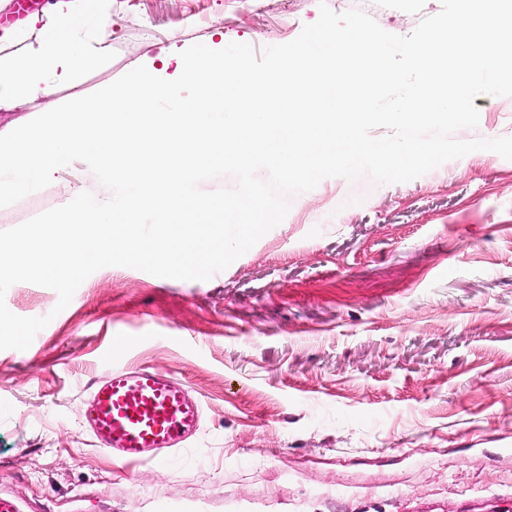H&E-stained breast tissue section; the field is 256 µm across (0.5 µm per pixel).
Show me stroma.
I'll return each instance as SVG.
<instances>
[{
	"label": "stroma",
	"mask_w": 512,
	"mask_h": 512,
	"mask_svg": "<svg viewBox=\"0 0 512 512\" xmlns=\"http://www.w3.org/2000/svg\"><path fill=\"white\" fill-rule=\"evenodd\" d=\"M406 36L441 0H112L95 92L172 44L262 50L320 2ZM460 140L512 136V97L477 96ZM51 185L0 230L64 205ZM0 350V493L20 512H500L512 497V160L475 151L414 180L324 179L210 280L109 266L70 304L17 283ZM181 378L203 409L167 462L112 461L84 428L89 381L120 366Z\"/></svg>",
	"instance_id": "35a3bbf8"
}]
</instances>
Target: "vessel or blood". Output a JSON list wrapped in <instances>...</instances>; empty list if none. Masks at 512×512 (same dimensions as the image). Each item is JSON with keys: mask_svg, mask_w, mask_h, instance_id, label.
Wrapping results in <instances>:
<instances>
[{"mask_svg": "<svg viewBox=\"0 0 512 512\" xmlns=\"http://www.w3.org/2000/svg\"><path fill=\"white\" fill-rule=\"evenodd\" d=\"M87 391L85 425L101 449L125 462L164 460L199 429V402L169 370L116 367Z\"/></svg>", "mask_w": 512, "mask_h": 512, "instance_id": "obj_1", "label": "vessel or blood"}]
</instances>
